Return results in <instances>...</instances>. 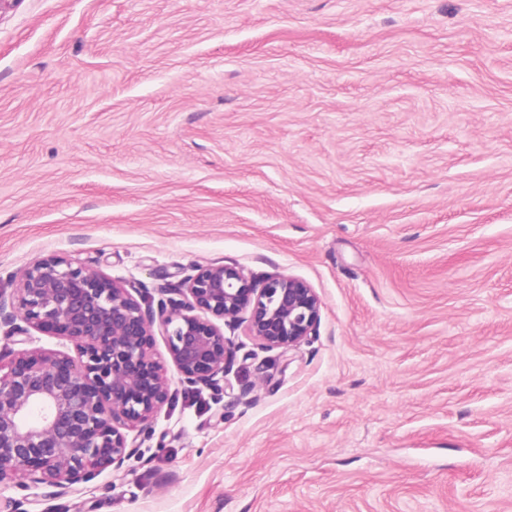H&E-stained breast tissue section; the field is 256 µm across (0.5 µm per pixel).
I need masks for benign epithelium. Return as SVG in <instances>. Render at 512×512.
<instances>
[{"instance_id": "1", "label": "benign epithelium", "mask_w": 512, "mask_h": 512, "mask_svg": "<svg viewBox=\"0 0 512 512\" xmlns=\"http://www.w3.org/2000/svg\"><path fill=\"white\" fill-rule=\"evenodd\" d=\"M163 292L170 298L154 309L79 258L48 256L21 271L10 300L0 295L10 335L62 336L76 350L0 353V484L61 487L121 469L138 448L126 429L169 402L157 335L183 382L216 390L232 360L224 327L243 323L262 348L283 354L318 335L321 301L297 277L257 281L233 263H214Z\"/></svg>"}]
</instances>
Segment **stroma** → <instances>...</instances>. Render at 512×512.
Instances as JSON below:
<instances>
[{
	"instance_id": "obj_1",
	"label": "stroma",
	"mask_w": 512,
	"mask_h": 512,
	"mask_svg": "<svg viewBox=\"0 0 512 512\" xmlns=\"http://www.w3.org/2000/svg\"><path fill=\"white\" fill-rule=\"evenodd\" d=\"M49 254L321 299L120 470L0 512H512V0H6L0 292Z\"/></svg>"
}]
</instances>
